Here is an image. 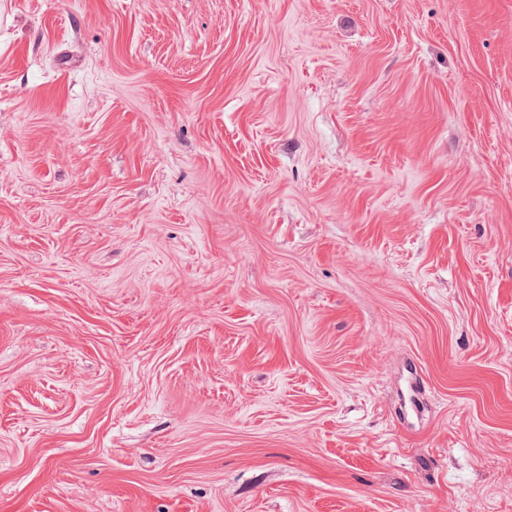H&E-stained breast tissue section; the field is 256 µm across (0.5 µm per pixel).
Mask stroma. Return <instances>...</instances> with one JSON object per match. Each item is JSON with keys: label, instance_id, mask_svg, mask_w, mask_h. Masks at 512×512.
Returning <instances> with one entry per match:
<instances>
[{"label": "stroma", "instance_id": "obj_1", "mask_svg": "<svg viewBox=\"0 0 512 512\" xmlns=\"http://www.w3.org/2000/svg\"><path fill=\"white\" fill-rule=\"evenodd\" d=\"M0 512H512V0H0Z\"/></svg>", "mask_w": 512, "mask_h": 512}]
</instances>
